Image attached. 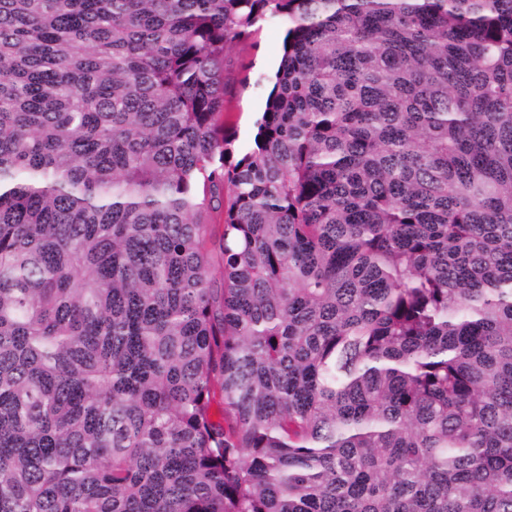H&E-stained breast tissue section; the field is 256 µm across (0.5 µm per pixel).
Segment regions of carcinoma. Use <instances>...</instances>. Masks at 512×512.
I'll return each mask as SVG.
<instances>
[{
    "instance_id": "cac0c4a2",
    "label": "carcinoma",
    "mask_w": 512,
    "mask_h": 512,
    "mask_svg": "<svg viewBox=\"0 0 512 512\" xmlns=\"http://www.w3.org/2000/svg\"><path fill=\"white\" fill-rule=\"evenodd\" d=\"M0 512H512V0H0ZM284 37V27L266 24L236 42L224 57V127L235 132L241 149L253 144L254 124L265 109L284 52Z\"/></svg>"
}]
</instances>
